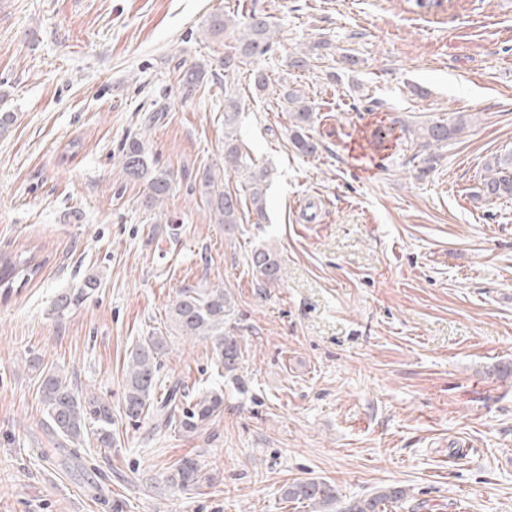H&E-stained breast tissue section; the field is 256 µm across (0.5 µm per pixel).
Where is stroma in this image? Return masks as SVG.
Returning <instances> with one entry per match:
<instances>
[{
    "mask_svg": "<svg viewBox=\"0 0 512 512\" xmlns=\"http://www.w3.org/2000/svg\"><path fill=\"white\" fill-rule=\"evenodd\" d=\"M269 14L280 41L225 71L217 11ZM310 46L308 68H289ZM211 76L185 92L181 68ZM244 144L270 171L268 216L242 203L234 232L196 188L223 166L224 88ZM318 119V151L288 137L285 87ZM0 252L37 248L28 283L0 288V512H313L285 499L322 479L344 499L392 486L391 512H512V200L477 198L486 161L512 153V0H0ZM471 115L434 169L392 129ZM140 138L172 173L147 202L121 148ZM177 234H170V225ZM274 248L262 285L250 250ZM99 285L56 317L52 303ZM184 288L235 300L239 383L195 435L129 421L126 352L166 330ZM38 356L31 366L30 356ZM163 382L216 374L210 342L174 335ZM112 405V448L69 453L39 397L41 369ZM210 474L165 479L182 457ZM249 265L257 280L264 285L275 284L281 279L278 252L272 247L253 249L249 255ZM98 277L95 274H88L85 277L82 288L74 292H67L58 295L53 303V312L57 317L64 316L65 313L76 309L94 288H97ZM201 472L200 462L195 458L185 456L171 467L166 482L170 489L189 491L199 487L204 478Z\"/></svg>",
    "mask_w": 512,
    "mask_h": 512,
    "instance_id": "obj_1",
    "label": "stroma"
}]
</instances>
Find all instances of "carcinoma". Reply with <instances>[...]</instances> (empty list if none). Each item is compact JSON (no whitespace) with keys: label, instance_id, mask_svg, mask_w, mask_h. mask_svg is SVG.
Listing matches in <instances>:
<instances>
[{"label":"carcinoma","instance_id":"obj_1","mask_svg":"<svg viewBox=\"0 0 512 512\" xmlns=\"http://www.w3.org/2000/svg\"><path fill=\"white\" fill-rule=\"evenodd\" d=\"M234 30L236 42L234 55L224 56L222 65L229 69L236 59L262 58L272 51L276 43V29L271 16L253 10L244 21L237 20L225 12H215L205 25L206 34L221 36ZM181 84L192 92L203 83L206 70L201 64L192 65L180 72ZM291 126L289 139L296 150L303 154L316 151V144L309 131L315 120L314 109L298 89L285 92ZM240 99L229 90H224V167L242 174L246 180L245 191L249 193L252 212L265 217L267 204L268 169L258 166L249 153L243 151L242 138L238 132ZM466 128L463 117L449 124L433 120L425 124L406 125L412 139L425 148H441L459 136ZM122 168L133 179L146 183L150 201L157 204L164 200L172 189V178L165 170L153 167L145 145L138 138L125 142L121 154ZM479 196L490 201L512 198V154L497 155L485 165ZM205 197L214 223L228 228L239 223L241 197L224 190L222 178L208 171L201 176L199 185ZM249 265L257 280L264 285L281 280V265L278 252L271 247H259L251 251ZM44 262L37 260L33 251L23 253H0V288H12L17 282L30 281L43 268ZM98 277L89 274L81 288L58 295L53 303V312L58 317L77 308L97 287ZM234 311L229 293L222 288H184L168 306L169 327L178 335L209 339L213 343L216 367L222 370L221 377L236 378L241 352L238 339L226 331V323ZM167 345V337L159 333L146 336L136 342L127 354L122 409L131 421L152 414L164 427L174 425L187 434L199 433L224 405V394L220 387L203 392L196 398L185 401L186 392L177 382L168 385L161 397H156L159 381V356ZM39 395L45 406L50 430L66 441L82 445L91 440L98 448H110L112 435V404L102 398L83 392L70 384L67 375L60 369L42 371ZM202 466L196 459L185 456L175 463L166 478L169 488L189 491L202 482ZM286 498L306 501L316 509L337 501L336 488L313 478L296 480L284 491ZM406 491L391 487L370 496L350 499L337 512H388V504L401 501Z\"/></svg>","mask_w":512,"mask_h":512}]
</instances>
